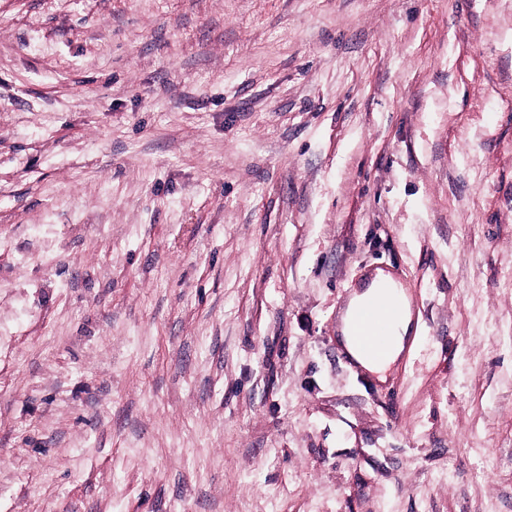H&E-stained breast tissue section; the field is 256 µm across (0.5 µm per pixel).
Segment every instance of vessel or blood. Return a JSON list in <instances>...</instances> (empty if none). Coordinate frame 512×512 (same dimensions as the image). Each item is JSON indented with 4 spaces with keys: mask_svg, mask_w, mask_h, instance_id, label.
Here are the masks:
<instances>
[{
    "mask_svg": "<svg viewBox=\"0 0 512 512\" xmlns=\"http://www.w3.org/2000/svg\"><path fill=\"white\" fill-rule=\"evenodd\" d=\"M399 312L393 299L376 298L363 304L349 325L355 345L368 357L385 358L391 348V325Z\"/></svg>",
    "mask_w": 512,
    "mask_h": 512,
    "instance_id": "vessel-or-blood-1",
    "label": "vessel or blood"
}]
</instances>
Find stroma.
Segmentation results:
<instances>
[{
    "mask_svg": "<svg viewBox=\"0 0 512 512\" xmlns=\"http://www.w3.org/2000/svg\"><path fill=\"white\" fill-rule=\"evenodd\" d=\"M0 512H512V0H0ZM382 284H388L400 292L405 312L394 326L395 336L397 338L394 350L384 362L375 363L365 358L364 355L355 348L350 336L355 345L368 357L376 360L385 358L391 348V325L400 312L398 302L394 299L376 297L370 302L363 304L350 322V336L347 330V323L351 314L363 302L369 299ZM410 325L411 313L405 292L389 275L379 271L366 289L354 293L350 298L342 316L341 331L343 336L341 343L344 345L347 353L357 361L363 369L379 375V378L384 380L386 371L396 361L404 348V341L410 331Z\"/></svg>",
    "mask_w": 512,
    "mask_h": 512,
    "instance_id": "stroma-1",
    "label": "stroma"
}]
</instances>
